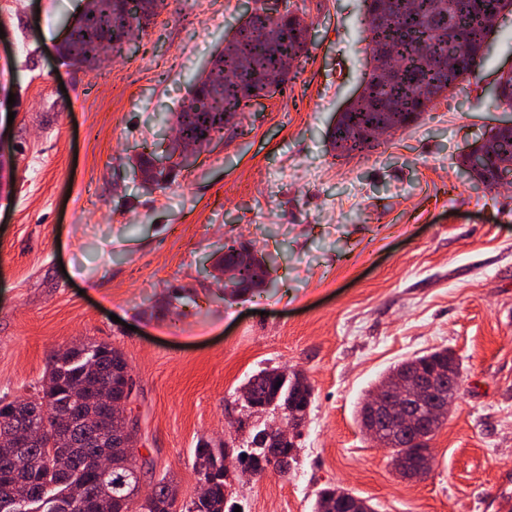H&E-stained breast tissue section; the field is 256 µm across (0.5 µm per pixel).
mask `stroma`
<instances>
[{"instance_id": "35a3bbf8", "label": "stroma", "mask_w": 512, "mask_h": 512, "mask_svg": "<svg viewBox=\"0 0 512 512\" xmlns=\"http://www.w3.org/2000/svg\"><path fill=\"white\" fill-rule=\"evenodd\" d=\"M311 27L286 93L253 103L195 164L145 185L132 162L162 150L172 112L240 23V0H164L134 45L91 71L58 48L83 0H0V400L30 397L51 357L123 353L136 386L142 486L199 489L198 443L244 441L238 391L265 367L313 390L288 474L235 478L244 512H312L340 486L376 512H512V180L489 189L458 161L512 110V16L475 77L409 128L335 157L328 131L366 64L363 0H287ZM268 266L232 294L209 276L225 244ZM462 386L402 480L356 410L389 367L436 350Z\"/></svg>"}]
</instances>
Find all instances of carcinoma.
<instances>
[{
	"label": "carcinoma",
	"instance_id": "1",
	"mask_svg": "<svg viewBox=\"0 0 512 512\" xmlns=\"http://www.w3.org/2000/svg\"><path fill=\"white\" fill-rule=\"evenodd\" d=\"M89 0L79 14L71 36L61 46V56L73 67L93 69L100 37L112 34L114 49H123L127 29L148 27L151 15L140 10L141 0H112V10ZM364 0L366 40L370 59L394 55L398 71L385 77L370 74L367 92L351 101L329 131L336 156L362 152L378 131L405 128L429 111L439 97L458 88L480 68L493 29L488 26L497 14H512V0ZM308 26L288 10L277 21L257 7L244 15L224 48L212 61L206 76L195 84L176 114L178 138L206 145L224 132V116L243 112L262 91L261 80L286 58L300 59L307 51ZM460 46L469 54L448 68V55ZM224 75L217 84L214 75ZM485 157L480 168L461 165L469 175L494 186L503 174L512 175V127L502 128L473 146ZM427 368L459 366L458 359L440 349L416 357ZM129 373L123 353L110 344L69 347L56 353L46 381L37 393L24 399L26 416L0 413V512H18L9 486L18 466L27 479V508L32 512H76V495L89 499L93 512H130L137 498V480L126 467L125 452L112 440V417L88 398V390L109 386L116 398ZM274 368H264L246 380L255 399L287 404L301 409L312 402L310 385L294 376L276 385ZM40 430L35 442L16 447L15 433L27 426ZM272 437L264 428L252 430L246 447L234 450L231 461L247 462L261 472L278 470L271 463ZM393 456L420 459L431 454L428 442L418 436L394 438L386 444ZM110 458L107 478L98 472L97 459ZM193 468L210 471L214 484L199 501L177 505L172 487L175 480L162 477L155 486L150 505L138 512H234L224 503V484L232 469L224 467V448L200 444L194 450Z\"/></svg>",
	"mask_w": 512,
	"mask_h": 512
}]
</instances>
